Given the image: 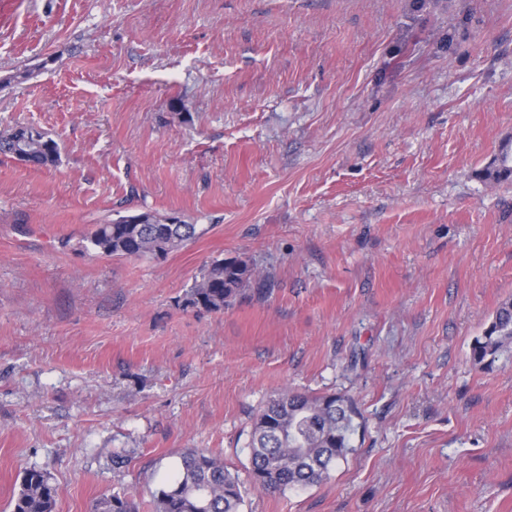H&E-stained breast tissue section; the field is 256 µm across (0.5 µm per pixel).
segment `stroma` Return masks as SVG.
I'll return each mask as SVG.
<instances>
[{
    "label": "stroma",
    "mask_w": 512,
    "mask_h": 512,
    "mask_svg": "<svg viewBox=\"0 0 512 512\" xmlns=\"http://www.w3.org/2000/svg\"><path fill=\"white\" fill-rule=\"evenodd\" d=\"M0 512L26 471L55 512L148 502L190 449L240 512H512V0H0ZM150 211L197 236L105 256ZM217 259L272 291L184 306ZM361 426L321 484L255 490L249 441L283 391ZM18 143L27 145L23 163L33 167H52L59 162L58 143L40 129L27 126L0 134V153L13 158V149ZM14 159V158H13ZM132 217L144 219L145 224L126 222ZM165 221L166 217L149 211L120 216L108 224L96 225L89 241L96 251L107 256L165 257L196 236V225ZM506 341H512L511 300L503 302L498 307L482 336L476 338L472 347L473 358L478 362L484 361L487 357L493 360ZM140 503L127 492L103 495L94 505V512H139Z\"/></svg>",
    "instance_id": "1"
}]
</instances>
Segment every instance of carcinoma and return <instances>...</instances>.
<instances>
[{"instance_id":"carcinoma-1","label":"carcinoma","mask_w":512,"mask_h":512,"mask_svg":"<svg viewBox=\"0 0 512 512\" xmlns=\"http://www.w3.org/2000/svg\"><path fill=\"white\" fill-rule=\"evenodd\" d=\"M18 143L27 145L23 163L52 167L60 158L58 143L40 129L27 126L0 134V153L13 155ZM512 176V150L505 146L485 171V177L500 180ZM142 224H130L124 215L108 224H98L89 241L107 256L165 257L196 236L194 224H168L166 218L146 211L135 214ZM258 282L257 293H270L269 280H257L254 269L243 260H216L208 266L189 292L184 305L222 312L245 287ZM512 341V301L502 303L482 336L476 338L473 358H495L499 348ZM358 412L345 397H312L286 392L269 402L256 416L250 442L253 487L277 492L300 489L322 482L351 450ZM152 512H239L243 501L238 478L224 462L204 450L181 456L177 471L150 492ZM56 490L49 477L28 470L13 502L12 512H54ZM140 503L127 492L99 498L94 512H139Z\"/></svg>"}]
</instances>
